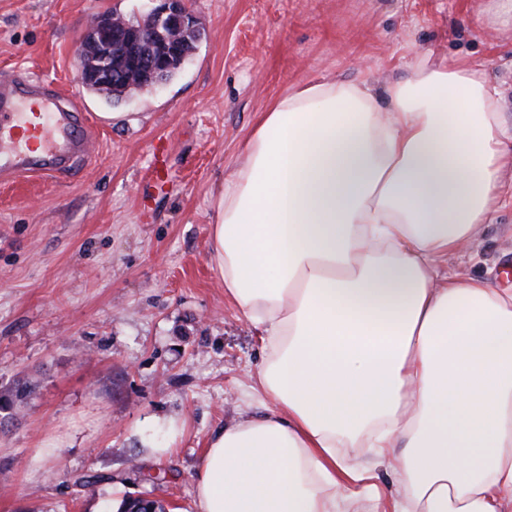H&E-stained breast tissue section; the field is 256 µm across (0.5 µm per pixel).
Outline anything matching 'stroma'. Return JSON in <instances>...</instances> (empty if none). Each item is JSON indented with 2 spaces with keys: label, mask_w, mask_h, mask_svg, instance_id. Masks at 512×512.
Returning a JSON list of instances; mask_svg holds the SVG:
<instances>
[{
  "label": "stroma",
  "mask_w": 512,
  "mask_h": 512,
  "mask_svg": "<svg viewBox=\"0 0 512 512\" xmlns=\"http://www.w3.org/2000/svg\"><path fill=\"white\" fill-rule=\"evenodd\" d=\"M186 6L204 26L192 60L112 105L82 87L74 45L91 16H142L152 0H0V74L51 81L94 141L63 180L0 184V395L28 390L0 410V512H111L145 494L193 512L206 442L254 413L243 393L261 358L211 260L213 196L290 87L365 80L382 96L429 52L481 71L512 126V15L497 0ZM161 142L166 172L150 185ZM499 185L505 206L448 263L512 288V167ZM344 454L377 491L352 487L336 512H391L393 472L367 449ZM92 474L103 482L74 486Z\"/></svg>",
  "instance_id": "obj_1"
}]
</instances>
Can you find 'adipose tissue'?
<instances>
[{
    "label": "adipose tissue",
    "mask_w": 512,
    "mask_h": 512,
    "mask_svg": "<svg viewBox=\"0 0 512 512\" xmlns=\"http://www.w3.org/2000/svg\"><path fill=\"white\" fill-rule=\"evenodd\" d=\"M388 97L291 87L218 189L212 260L268 409L210 436L195 512H336L361 443L395 463L392 512H512V288L441 270L502 206L512 130L463 63Z\"/></svg>",
    "instance_id": "adipose-tissue-1"
}]
</instances>
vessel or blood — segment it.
Instances as JSON below:
<instances>
[{"mask_svg": "<svg viewBox=\"0 0 512 512\" xmlns=\"http://www.w3.org/2000/svg\"><path fill=\"white\" fill-rule=\"evenodd\" d=\"M85 113L69 106L45 80L18 75L0 80V178L62 177L87 155Z\"/></svg>", "mask_w": 512, "mask_h": 512, "instance_id": "vessel-or-blood-1", "label": "vessel or blood"}]
</instances>
